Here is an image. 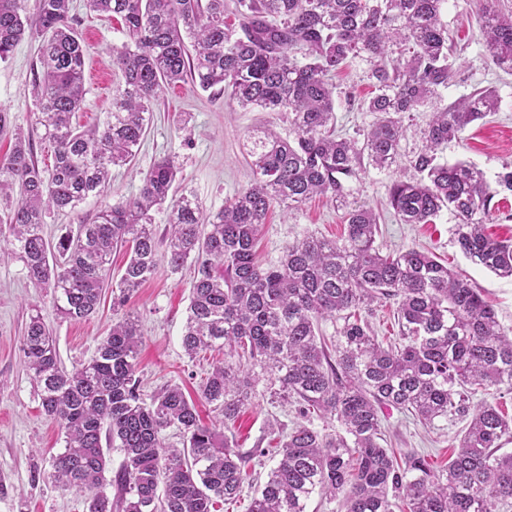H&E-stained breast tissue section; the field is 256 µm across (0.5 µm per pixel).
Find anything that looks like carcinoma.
I'll list each match as a JSON object with an SVG mask.
<instances>
[{
	"label": "carcinoma",
	"mask_w": 512,
	"mask_h": 512,
	"mask_svg": "<svg viewBox=\"0 0 512 512\" xmlns=\"http://www.w3.org/2000/svg\"><path fill=\"white\" fill-rule=\"evenodd\" d=\"M446 3L86 0L89 10L121 21L129 42L113 54L120 79L112 111L85 126L77 121L85 55L73 0H36L31 16L22 15L21 0H0V61L24 37L41 39L36 124L54 147L46 171L30 136L18 130L0 160V194L19 197L5 226L30 282L51 289L63 317L87 319L108 288L113 306H125L156 274L163 246L171 273L193 267L184 351H224V362L200 385L201 398L226 420L267 395L296 404L304 419L316 415L341 427L333 435L299 425L281 435L277 465L250 512H306L316 492L341 498L345 512H497L512 500V452H501L512 423L497 404L470 402L477 385L512 394V331L467 278L429 254L413 247L381 254L380 215L348 200L363 161L389 168L401 156L406 114L433 106L453 78V37L441 19ZM478 19L487 56L512 72V12L501 0H479ZM356 58L369 65L372 86L360 109L375 115L361 140L336 134L330 83ZM180 83L203 91L219 86L231 106L284 112L294 137L249 134L252 183L215 213H204L188 193L168 201L177 171L164 157L137 196L105 205L91 222L48 241L44 214L103 193L112 167L135 157L162 86ZM498 102L477 89L434 109L424 149L409 158L419 178L393 182L389 205L402 224H428L448 211L465 257L512 278V240L485 232L493 199L512 192V166L491 183L471 163L438 157ZM317 196L345 209L344 235H308L259 267L255 245L270 209H297ZM167 202L170 233L160 240L151 211ZM122 248L130 259L113 283L112 253ZM388 300L397 304L398 338L385 345L368 316ZM328 319L342 321L331 348L319 335V322ZM140 342L138 320L127 312L96 356L69 372L43 318H30L22 352L41 410L59 424L65 442L51 477L83 494L86 512H217L251 478V455L202 424L180 386L142 397ZM384 406L426 426L467 422L450 437L449 463L434 469L383 447ZM170 427L180 431L183 447L163 442ZM114 447L123 460L109 477L106 451Z\"/></svg>",
	"instance_id": "cac0c4a2"
}]
</instances>
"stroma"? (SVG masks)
<instances>
[{
  "label": "stroma",
  "instance_id": "1",
  "mask_svg": "<svg viewBox=\"0 0 512 512\" xmlns=\"http://www.w3.org/2000/svg\"><path fill=\"white\" fill-rule=\"evenodd\" d=\"M74 3V25L87 50L86 94L78 116L80 123L91 125L112 109L110 88L118 81L113 52L121 48L125 34L120 23L86 10L83 0ZM442 20L454 37L452 59L458 70L453 85L442 93L443 104L476 89H489L498 96L500 106L468 126L460 140L444 147L441 158L475 164L491 181L503 167L512 166V74L498 70L485 57L476 0H448ZM39 46L38 40L22 39L10 58L0 61V110L8 113L13 128L31 135L40 166L49 168L53 150L35 124L33 72L39 65ZM366 71L365 62L356 58L332 79L336 125L354 137L374 120L372 114L357 108L371 91ZM259 128L273 129L284 139L292 135L282 113L230 108L223 93L214 89L202 91L187 84L165 89L153 105V118L135 159L113 167L101 195L89 197L73 210L47 212V238L57 241L66 231L91 221L102 205L136 195L148 171L163 157L171 158L178 169L176 189L191 192L204 212L220 210L252 180L245 138ZM414 176L404 157L385 170L366 168L350 182V200L368 203L380 214L377 247L385 253L408 247L432 252L453 272L470 279L500 324L512 330V279L476 266L462 254L454 239L456 221L449 212H442L431 224H403L394 216L388 204L389 188L394 181ZM343 214V209L325 198L313 199L297 210L274 208L257 246L261 264L277 262L286 245L304 236L340 237ZM192 276L188 269L173 274L167 266H160L155 278L138 288L125 306L138 317L143 333L137 356L141 390L148 395L166 384L179 385L197 399L203 423H218L240 451L252 454L251 473L256 485L264 484L278 460L269 424L288 431L301 418L293 405L259 398L223 423L212 406L199 401L202 378L223 355L209 351L192 359L182 347ZM37 314L49 325L61 364L67 369L89 361L117 319L108 291L88 319L73 321L57 315L48 289L29 282L19 259L0 254V512H86L82 495L61 488L50 477L51 458L64 449L63 434L56 422L42 414L21 350L25 328ZM381 418L388 447L402 454L418 453L436 468L447 463L452 454L447 422L426 427L393 408L384 409Z\"/></svg>",
  "mask_w": 512,
  "mask_h": 512
}]
</instances>
